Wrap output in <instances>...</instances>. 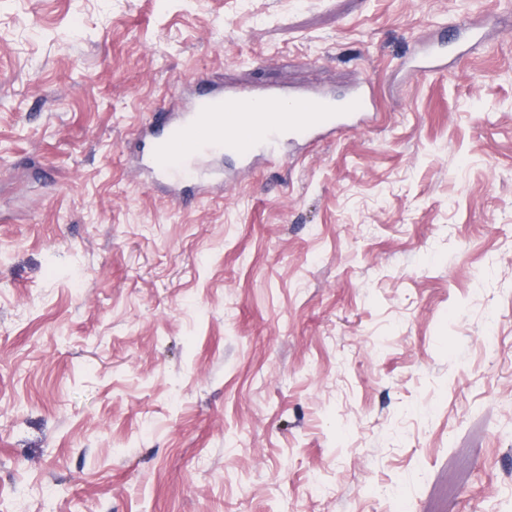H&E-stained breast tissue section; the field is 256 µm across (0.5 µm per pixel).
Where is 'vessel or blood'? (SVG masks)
Instances as JSON below:
<instances>
[{
  "label": "vessel or blood",
  "instance_id": "vessel-or-blood-1",
  "mask_svg": "<svg viewBox=\"0 0 512 512\" xmlns=\"http://www.w3.org/2000/svg\"><path fill=\"white\" fill-rule=\"evenodd\" d=\"M376 115L374 90L364 83L336 96L315 88L218 87L200 75L187 98L153 114L136 148L142 168L168 181L173 198L185 204L206 190L186 183L188 161L198 152L224 151L247 161L256 151L329 137L371 123Z\"/></svg>",
  "mask_w": 512,
  "mask_h": 512
}]
</instances>
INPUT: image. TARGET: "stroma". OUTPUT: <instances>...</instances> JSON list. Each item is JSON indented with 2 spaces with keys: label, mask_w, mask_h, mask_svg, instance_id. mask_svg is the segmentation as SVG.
<instances>
[{
  "label": "stroma",
  "mask_w": 512,
  "mask_h": 512,
  "mask_svg": "<svg viewBox=\"0 0 512 512\" xmlns=\"http://www.w3.org/2000/svg\"><path fill=\"white\" fill-rule=\"evenodd\" d=\"M201 72L383 118L181 205ZM0 512H512V0H0Z\"/></svg>",
  "instance_id": "stroma-1"
}]
</instances>
